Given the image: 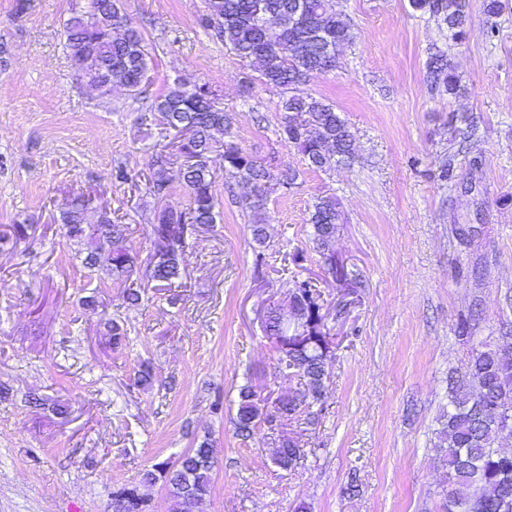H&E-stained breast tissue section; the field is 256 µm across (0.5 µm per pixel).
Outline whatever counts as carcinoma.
I'll use <instances>...</instances> for the list:
<instances>
[{"label":"carcinoma","mask_w":512,"mask_h":512,"mask_svg":"<svg viewBox=\"0 0 512 512\" xmlns=\"http://www.w3.org/2000/svg\"><path fill=\"white\" fill-rule=\"evenodd\" d=\"M208 12L200 23L224 42L225 48L248 65H258V80L280 90L283 112L279 137L295 146L308 169L327 172L353 157L354 136L336 107L307 92L291 94L295 85L306 83L317 72L336 68L342 46L354 41L355 33L346 16L330 9L328 0H206ZM95 8L87 14L69 13L65 21L64 47L76 79L110 88L114 79L137 77L149 72L148 51L141 29L121 12L119 0H91ZM411 7L438 18L450 37L466 32L468 0H410ZM275 25L268 32L252 22L256 12ZM433 84L453 93L457 76L448 60L435 57L428 64ZM216 90L204 84L188 87L178 81L155 99L152 109L163 124L183 135L177 150L187 166L179 180L189 197L184 209L167 208L155 214L150 225L153 249L144 277L172 285L185 275L189 240L203 227L217 222V200L213 192L215 173L211 154L223 149L224 168L238 178L241 203L252 213V235L265 244L266 203L264 188L268 170L245 152L232 137V117L212 105ZM170 156L160 153L152 164L149 191H169L173 179ZM339 220L336 198L320 197L309 215L318 252L325 258L334 281L350 277L331 262V244ZM66 235L85 247L83 263L104 267L117 280L128 283L123 299L134 305L142 299L141 288L131 277L137 270L138 254L129 245L123 224L112 223V214L90 206L84 195L73 197L59 215ZM322 293L308 280L296 282L289 304L301 314L314 342L286 351L288 361L301 369L300 385L306 389L307 407L324 409L327 371L332 341L325 325ZM266 337L279 348V316L269 312ZM240 404L235 428L242 437L281 415L293 417L301 407L277 398H260L251 385L239 391ZM512 432V347L485 346L472 352L466 366L448 376V414L442 442L443 461L448 467V492L443 512H512V452L494 447L500 435ZM214 448L208 441L181 454L173 462H160L143 473L139 483L112 492L114 512H147L149 495L143 489L163 480L171 512H193L204 504L212 488Z\"/></svg>","instance_id":"obj_1"}]
</instances>
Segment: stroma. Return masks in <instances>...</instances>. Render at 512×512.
I'll list each match as a JSON object with an SVG mask.
<instances>
[{
  "mask_svg": "<svg viewBox=\"0 0 512 512\" xmlns=\"http://www.w3.org/2000/svg\"><path fill=\"white\" fill-rule=\"evenodd\" d=\"M15 4L0 0V235L17 222L37 230L0 238V388L10 390L0 399V512H112L113 491L205 440L217 463L202 512H441L448 375L512 333V11L491 38L483 0H469L466 34L453 40L409 0H331L355 40L305 89L336 106L355 154L314 172L276 134L279 89L254 80L243 92L253 68L200 26L205 0H121L151 57L136 96L76 82L62 36L69 0H28L20 15ZM439 53L458 94L431 86ZM177 79L219 91L235 142L275 179L269 238L254 241L241 190L215 159L220 217L191 240L183 286L152 288L129 307L124 282L85 267L55 218L69 196L93 194L149 262L155 213L188 204L177 183L148 191L152 160L174 137L152 105ZM119 169L127 182L115 180ZM289 169L295 185L278 186ZM326 195L341 214L334 253L358 280L342 317L308 222ZM309 278L324 292L332 364L315 424L289 427L304 457L284 471L267 428L239 436L236 411L246 382L296 389L264 317ZM112 319L127 331L118 352ZM144 360L155 368L147 387L136 382Z\"/></svg>",
  "mask_w": 512,
  "mask_h": 512,
  "instance_id": "1",
  "label": "stroma"
}]
</instances>
